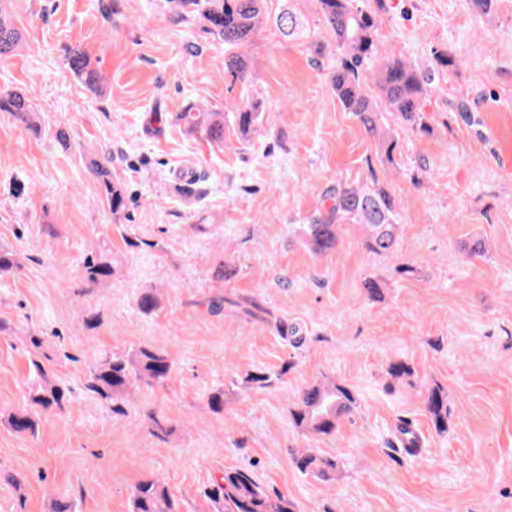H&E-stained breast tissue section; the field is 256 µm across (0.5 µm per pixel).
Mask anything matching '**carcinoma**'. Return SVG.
I'll return each mask as SVG.
<instances>
[{"label": "carcinoma", "mask_w": 512, "mask_h": 512, "mask_svg": "<svg viewBox=\"0 0 512 512\" xmlns=\"http://www.w3.org/2000/svg\"><path fill=\"white\" fill-rule=\"evenodd\" d=\"M180 17L196 18L212 35L224 41L227 52L224 68L234 78L245 83L249 69L245 57L237 49L247 44L256 31L269 20L262 8L263 0H170ZM323 26L336 38L341 58L330 76V86L336 99L361 124L366 133L376 139L386 159H393L398 141L380 123V113L395 112L405 121L427 131L421 115L423 99L431 84L430 74L414 64L397 57H384L378 48V23L373 12L360 6L358 0H317ZM277 27L286 36L300 35L304 22L290 8H285L275 19ZM22 44L21 31L13 23L0 0V56L16 52ZM67 62L73 76L89 88H98L102 82L99 71L91 66L86 53L79 47L69 49ZM376 91L365 90L363 75L370 65ZM0 112H8L25 129L41 131L40 117L30 102L16 91H0ZM233 128L244 138L262 122L259 106L249 100L239 103L232 111ZM186 134L204 139L212 145H224L227 124L224 113L208 111L188 103L179 113ZM89 169L99 182L100 199L116 220L127 211V195L122 183L112 175L109 161L93 158ZM399 205L395 198L380 186L338 185L325 198V205L301 225L302 245L315 257L321 258L335 251L340 243L341 226L360 224L364 228L362 245L374 255H386L394 250L399 231ZM112 261L104 253L84 258L83 280L99 285L112 277ZM32 365L40 381L29 391L31 408L11 415L9 426L18 433L36 435L37 410L65 409L69 402L68 390L54 382L44 366ZM172 372V363L159 350L141 347L133 354L110 353L89 370L86 388L109 405L123 403L128 391L137 383L162 384ZM259 370L249 374L246 383L265 388L280 379ZM386 373L394 382L413 374L403 361L392 362ZM426 412L434 429L448 431V394L440 386L428 389ZM356 408L353 391L334 381L319 382L304 388L298 402L291 409L293 424L315 437H331L339 423ZM296 468L312 473L328 482L335 479L336 462L320 456L313 450L291 453ZM213 501L222 504L224 512H297L295 503L281 495H268L247 470H226L220 482L214 485ZM133 512H179L178 504L168 490L153 479L142 480L132 492Z\"/></svg>", "instance_id": "obj_1"}]
</instances>
